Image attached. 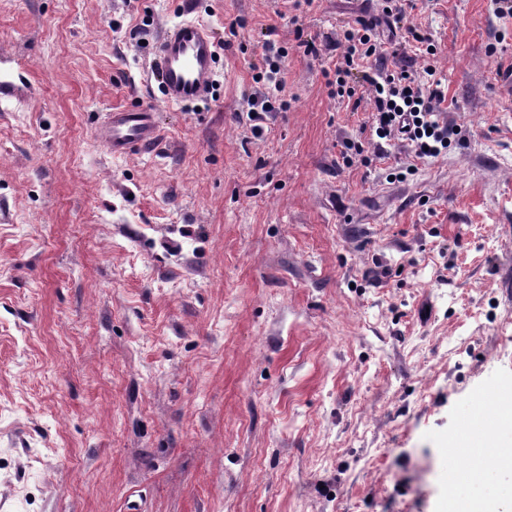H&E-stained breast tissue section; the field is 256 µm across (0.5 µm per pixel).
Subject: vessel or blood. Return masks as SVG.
Wrapping results in <instances>:
<instances>
[{
	"label": "vessel or blood",
	"mask_w": 512,
	"mask_h": 512,
	"mask_svg": "<svg viewBox=\"0 0 512 512\" xmlns=\"http://www.w3.org/2000/svg\"><path fill=\"white\" fill-rule=\"evenodd\" d=\"M217 47L209 28L192 20L178 23L159 37L153 57L154 76L166 104L183 106L208 99L215 82ZM159 141L150 110L109 112L102 142L110 153L150 152ZM487 400L486 393L476 394L475 409L460 430L461 447L492 441L499 419L487 415Z\"/></svg>",
	"instance_id": "obj_1"
}]
</instances>
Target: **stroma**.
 <instances>
[{
    "label": "stroma",
    "instance_id": "1",
    "mask_svg": "<svg viewBox=\"0 0 512 512\" xmlns=\"http://www.w3.org/2000/svg\"><path fill=\"white\" fill-rule=\"evenodd\" d=\"M385 7L0 0V512H444L476 393L512 388V17L417 0L435 54L401 30L380 67L442 80L421 160L323 74ZM188 12L224 47L172 107L148 67ZM269 26L288 109L254 115ZM119 106L158 151L106 150ZM458 491L512 512L511 472Z\"/></svg>",
    "mask_w": 512,
    "mask_h": 512
}]
</instances>
